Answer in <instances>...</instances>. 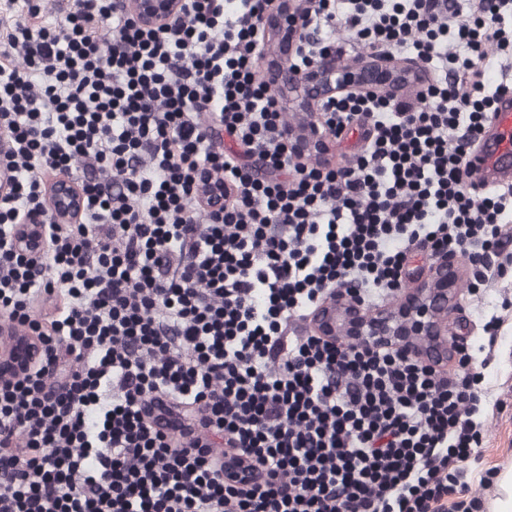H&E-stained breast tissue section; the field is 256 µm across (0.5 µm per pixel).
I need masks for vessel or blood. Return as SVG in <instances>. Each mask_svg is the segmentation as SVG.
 <instances>
[{
	"mask_svg": "<svg viewBox=\"0 0 512 512\" xmlns=\"http://www.w3.org/2000/svg\"><path fill=\"white\" fill-rule=\"evenodd\" d=\"M478 189L512 184V94L503 95L489 129L467 159Z\"/></svg>",
	"mask_w": 512,
	"mask_h": 512,
	"instance_id": "b4317fda",
	"label": "vessel or blood"
}]
</instances>
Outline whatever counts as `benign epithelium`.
I'll use <instances>...</instances> for the list:
<instances>
[{
  "label": "benign epithelium",
  "mask_w": 512,
  "mask_h": 512,
  "mask_svg": "<svg viewBox=\"0 0 512 512\" xmlns=\"http://www.w3.org/2000/svg\"><path fill=\"white\" fill-rule=\"evenodd\" d=\"M183 0H132L136 19L145 26L171 25L183 14ZM307 31L296 21L290 42L277 48V66L271 73L282 89L299 87L305 92L306 109L316 110L330 98L344 93H365L387 89L397 78L411 74L415 65L400 63L387 56L373 66L359 59L345 69L336 65L329 52L316 56L307 69L292 68L297 50L304 46ZM55 216L60 224H69L82 210L83 198L68 179L51 192ZM458 266L452 257H444L427 278L405 296L398 310L370 315L353 295H336L334 305L316 316V331L321 336H346L352 343L379 339L399 342L407 353L424 361L448 362V314L454 310L453 286Z\"/></svg>",
  "instance_id": "1"
}]
</instances>
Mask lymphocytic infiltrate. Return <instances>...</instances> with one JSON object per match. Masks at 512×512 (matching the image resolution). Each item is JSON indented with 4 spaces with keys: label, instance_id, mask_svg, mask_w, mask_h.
Segmentation results:
<instances>
[{
    "label": "lymphocytic infiltrate",
    "instance_id": "f902f5d3",
    "mask_svg": "<svg viewBox=\"0 0 512 512\" xmlns=\"http://www.w3.org/2000/svg\"><path fill=\"white\" fill-rule=\"evenodd\" d=\"M269 7L185 0L145 28L125 0L51 23L32 4L0 41V512H482L471 353L451 375L289 330L342 291L383 307L416 250L490 265L512 188L476 191L466 161L508 88L512 0H305L295 67L390 47L418 66L414 99L322 105L326 135L361 129L339 166L288 146ZM79 161L61 224L49 187Z\"/></svg>",
    "mask_w": 512,
    "mask_h": 512
}]
</instances>
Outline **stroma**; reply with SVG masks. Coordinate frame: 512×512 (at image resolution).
<instances>
[{"label":"stroma","mask_w":512,"mask_h":512,"mask_svg":"<svg viewBox=\"0 0 512 512\" xmlns=\"http://www.w3.org/2000/svg\"><path fill=\"white\" fill-rule=\"evenodd\" d=\"M470 278L468 264H461L455 285L457 309L448 318V337L480 345V356L487 361L488 395L480 414L483 448L480 458L469 461L466 470L473 492L481 497L485 512H490L498 486L481 485L480 477L485 471L498 474L512 466V271L478 289L471 288ZM490 314L500 319L492 335L483 330V318Z\"/></svg>","instance_id":"obj_1"}]
</instances>
